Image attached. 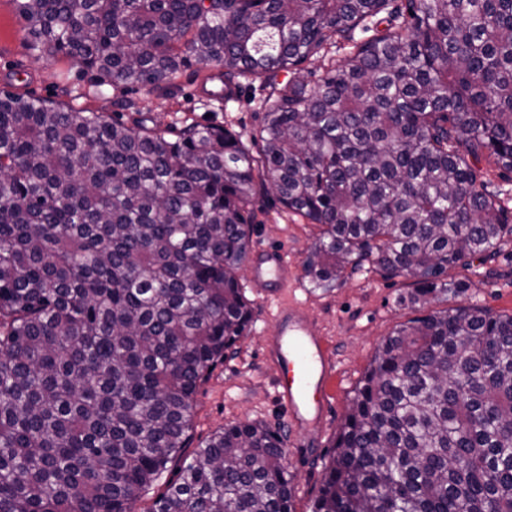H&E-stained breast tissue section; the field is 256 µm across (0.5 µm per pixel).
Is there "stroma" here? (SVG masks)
Wrapping results in <instances>:
<instances>
[{"label": "stroma", "instance_id": "35a3bbf8", "mask_svg": "<svg viewBox=\"0 0 512 512\" xmlns=\"http://www.w3.org/2000/svg\"><path fill=\"white\" fill-rule=\"evenodd\" d=\"M216 73V68L194 64L182 70L172 92L142 90L132 98L139 112L162 129L187 119L228 124L241 133L257 128L263 118L261 100L267 94L260 81H242L238 99L222 105L195 97V90L213 85ZM0 90L76 110L108 113L116 112L115 102L124 95L112 86L95 85L71 60H49L30 51L24 22L12 0H0ZM253 208L252 250L278 248L287 253L297 271L288 295L312 314L334 360L326 415L312 433L291 431L275 400L276 374L263 355L266 338L275 328V302L265 283L245 269L240 278L246 297L254 304L253 321L237 343L235 354L199 387L194 399L193 440L201 442L224 425L239 421H263L281 428L285 464L294 476V512H310L340 425L378 343L396 325L422 316L423 311L406 301L411 290L408 279H389L365 267L331 291L312 288L302 268L317 227L286 211L270 194L258 197ZM452 275L470 279L466 301L512 314V243L494 260L474 262L471 270L456 269Z\"/></svg>", "mask_w": 512, "mask_h": 512}]
</instances>
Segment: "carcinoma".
<instances>
[{"label": "carcinoma", "mask_w": 512, "mask_h": 512, "mask_svg": "<svg viewBox=\"0 0 512 512\" xmlns=\"http://www.w3.org/2000/svg\"><path fill=\"white\" fill-rule=\"evenodd\" d=\"M30 48L126 91L192 63L270 86L250 135L159 130L0 91V512H293L283 438L191 454L199 385L254 316L256 196L319 226L305 277L369 264L421 308L498 254L512 172V0H13ZM387 27L358 41L377 17ZM349 55L315 83L301 65ZM281 71L293 73L276 82ZM311 512H512V315L462 302L378 344ZM348 55V48L344 46H339L337 48L333 47L331 49L321 50L317 55H315L311 61L305 63L303 67L305 68L302 73L308 77L310 80H314L318 75L322 72L324 67L328 64L329 60L333 59L336 61L344 60ZM312 72L314 75H310L309 72ZM477 165L483 169L486 189L503 193L501 196L505 201H510L509 207L512 211V173L498 168L487 159H481Z\"/></svg>", "instance_id": "1"}]
</instances>
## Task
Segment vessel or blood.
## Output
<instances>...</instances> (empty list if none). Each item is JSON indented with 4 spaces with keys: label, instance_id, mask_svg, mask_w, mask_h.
Wrapping results in <instances>:
<instances>
[{
    "label": "vessel or blood",
    "instance_id": "vessel-or-blood-1",
    "mask_svg": "<svg viewBox=\"0 0 512 512\" xmlns=\"http://www.w3.org/2000/svg\"><path fill=\"white\" fill-rule=\"evenodd\" d=\"M251 273L276 296L275 330L268 336L265 354L276 368L275 397L291 427L301 433L317 429L326 409L334 363L314 318L284 295L294 279L286 255L274 249L259 251Z\"/></svg>",
    "mask_w": 512,
    "mask_h": 512
}]
</instances>
